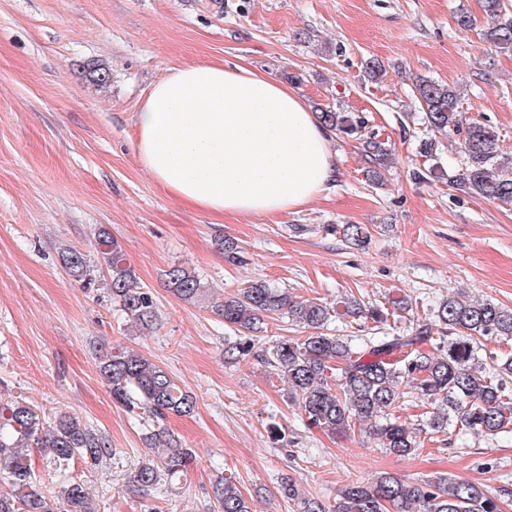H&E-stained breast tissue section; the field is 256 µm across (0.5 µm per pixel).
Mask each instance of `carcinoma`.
I'll use <instances>...</instances> for the list:
<instances>
[{"instance_id": "obj_1", "label": "carcinoma", "mask_w": 512, "mask_h": 512, "mask_svg": "<svg viewBox=\"0 0 512 512\" xmlns=\"http://www.w3.org/2000/svg\"><path fill=\"white\" fill-rule=\"evenodd\" d=\"M482 10L488 42L503 49L512 47V6L506 0H482ZM414 95L422 105L426 128L444 136L462 135L463 167L456 175L457 184L487 200L512 203V161L500 156L498 137L489 126L464 122L458 91L442 81L421 78ZM319 119L340 136L361 141L371 165L370 179L376 184L383 181L390 149L378 133L367 129L364 118L328 105L320 108ZM339 232L357 247L368 239L360 224H345ZM97 245L112 298L136 325L152 326L157 320L155 297L127 263L120 244L102 227ZM62 262L71 276L93 280V265L82 252L68 250ZM166 283L178 299L207 303L224 324L236 329L239 336L225 339L224 344L231 356L251 351V333L260 331L271 313L281 311L288 323L309 330L302 338L287 336L276 342L268 358L309 426L346 434L357 423L368 421V433L381 447L409 456L420 447L422 429L408 427L392 410L403 397L401 387L410 383L426 404L438 407L422 413L434 432L450 422L488 440L512 430V354L496 356L489 374L480 365L485 342L512 340V308L469 300L457 292L444 299L432 316L417 318L403 332L341 337L327 333L332 315L351 317L363 328L368 321L386 324L389 308L366 307L351 297L333 310L321 301H296L265 282L215 298L196 272L184 267L169 270ZM99 370L115 402L137 408L148 418L163 420L194 412V397L139 353L107 351L99 356ZM145 440L151 446L160 442L163 449L157 457L146 455L135 470L133 481L144 493L166 478L180 476L193 459L192 449L163 429L147 433ZM32 448L49 449V463L63 471L76 460L96 466L112 456L108 437L76 416L61 415L48 423L26 403L0 405V484L11 488L0 491V512H95L80 481H67L51 499L37 489L35 471L28 463ZM213 493L216 512H252L227 476L215 482ZM506 497H512V490L493 493L481 484L452 477L411 483L384 473L367 483L347 484L329 507L312 499L302 505L303 512H503Z\"/></svg>"}]
</instances>
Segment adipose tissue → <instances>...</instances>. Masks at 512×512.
I'll list each match as a JSON object with an SVG mask.
<instances>
[{
	"instance_id": "1",
	"label": "adipose tissue",
	"mask_w": 512,
	"mask_h": 512,
	"mask_svg": "<svg viewBox=\"0 0 512 512\" xmlns=\"http://www.w3.org/2000/svg\"><path fill=\"white\" fill-rule=\"evenodd\" d=\"M138 151L157 182L216 215L297 210L334 182L332 133L295 88L208 63L179 67L134 117Z\"/></svg>"
}]
</instances>
